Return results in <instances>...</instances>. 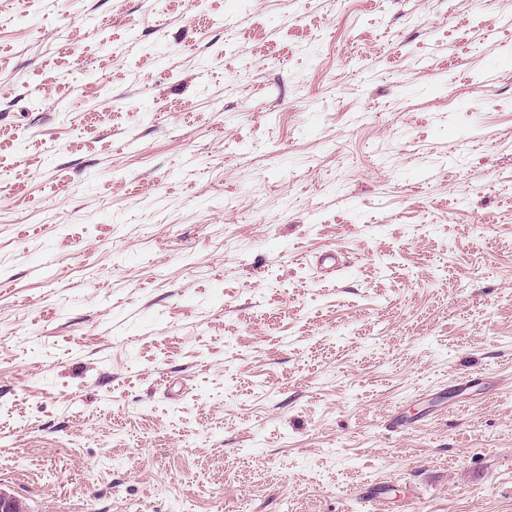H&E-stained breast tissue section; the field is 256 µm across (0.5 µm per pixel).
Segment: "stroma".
I'll list each match as a JSON object with an SVG mask.
<instances>
[{
	"instance_id": "35a3bbf8",
	"label": "stroma",
	"mask_w": 512,
	"mask_h": 512,
	"mask_svg": "<svg viewBox=\"0 0 512 512\" xmlns=\"http://www.w3.org/2000/svg\"><path fill=\"white\" fill-rule=\"evenodd\" d=\"M0 490L512 512V0H0Z\"/></svg>"
}]
</instances>
